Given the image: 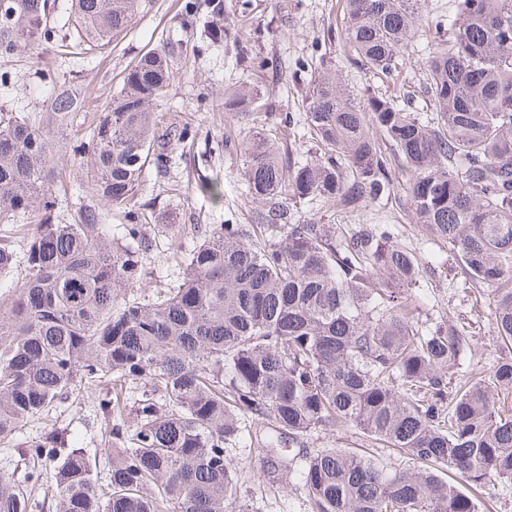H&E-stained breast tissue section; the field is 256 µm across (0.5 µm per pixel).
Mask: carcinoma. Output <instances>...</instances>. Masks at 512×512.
<instances>
[{
    "label": "carcinoma",
    "instance_id": "1",
    "mask_svg": "<svg viewBox=\"0 0 512 512\" xmlns=\"http://www.w3.org/2000/svg\"><path fill=\"white\" fill-rule=\"evenodd\" d=\"M344 2L354 59L390 75L424 0ZM151 4L68 0L65 22L51 27V0H12L0 55L50 43L96 51ZM205 6L209 40L236 39L217 24L224 0ZM175 71L161 45L124 74L84 145L94 200L80 204L74 224L53 219V133L0 118V224L35 217L23 260L0 240V275L17 273L13 298L0 299V442L81 388L142 386L130 404L111 392L98 401L102 478L54 424L24 443L25 458L54 464V512H230L239 479L226 449L236 446L254 455L259 477L299 480L311 512H477L464 486H512V357L451 386L466 331L437 317L420 330V265L392 227L339 238L328 224L291 223L301 203L351 207L402 181L416 223L486 288L494 335L512 344V0H460L448 39L427 60L430 118L382 93L363 108L335 70L313 72L305 128L318 156L297 163L262 129L243 139L241 178L263 210L252 224L206 229L178 285L138 298L139 257L151 242L127 224L130 243L113 245L103 207L135 206L154 143L186 137L175 126L157 134ZM263 97L243 82L224 92V111L253 115ZM52 108L63 131L82 102L62 91ZM334 428H354L412 465L389 470L345 448L305 447ZM287 440L302 453L284 454ZM447 470L461 484L445 480ZM42 486L38 467L20 479L1 474L0 512H44Z\"/></svg>",
    "mask_w": 512,
    "mask_h": 512
}]
</instances>
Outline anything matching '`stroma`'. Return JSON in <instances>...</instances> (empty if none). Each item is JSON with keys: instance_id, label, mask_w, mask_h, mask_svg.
I'll return each instance as SVG.
<instances>
[{"instance_id": "1", "label": "stroma", "mask_w": 512, "mask_h": 512, "mask_svg": "<svg viewBox=\"0 0 512 512\" xmlns=\"http://www.w3.org/2000/svg\"><path fill=\"white\" fill-rule=\"evenodd\" d=\"M192 0H155L151 10L138 14L108 49L82 59L54 51L44 54L40 66H32L33 48L0 57V112L22 113L32 122L52 124V98L61 90L83 99L79 112L62 143L56 177L66 183L67 195L54 213L58 224L73 223L84 171L74 146L86 139L101 110L118 93L125 70L145 52L163 45L180 58L182 76L176 77L158 108L160 126L186 127V138L164 148L163 162H150L138 194L135 214L121 209L106 211L113 239L123 227L140 224L153 248L143 256V287L146 294L174 287L181 273V258L197 244L212 224H247L261 203L253 198L240 175L241 160L235 144L248 135L253 121L225 113V88L244 81L262 85L266 128L273 139L291 145L296 162L314 159L315 147L304 134L302 119L307 110L309 85L305 72L325 64L336 70L348 94L363 100L366 89L383 91L385 79L353 62L344 39L343 0H224V23L238 30L240 43H211L201 28L186 29L180 15ZM459 0H425L423 17L395 73L396 85L411 92L414 111L425 112L422 93L426 79L423 63L435 34L436 22L447 21L458 9ZM293 115L294 125L281 124L282 114ZM218 186L220 198L206 194L203 184ZM298 223L330 224L337 236H347L376 224L396 229V241L411 250L425 274L420 283L421 314L445 316L464 325L468 346L462 368L479 365L489 370L507 355L491 325V311L482 284L467 281L464 271L452 260L447 243L416 224L409 197L395 185L388 198L359 204L347 210L333 203L299 205ZM96 393L82 389L76 397L56 408L51 418L67 429L72 441L95 457L98 472H105L100 429L84 430L80 418L92 414ZM321 443L359 453L374 452L391 468L408 467L405 453L390 449H368L356 430L324 432ZM229 457L240 468L242 497L247 512H311L300 484L273 485L258 478L247 451L233 448Z\"/></svg>"}]
</instances>
